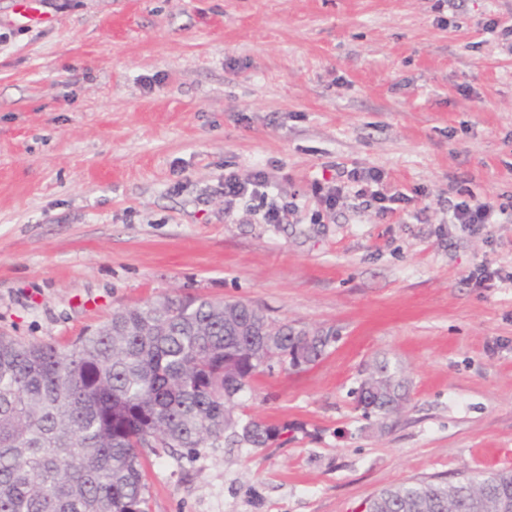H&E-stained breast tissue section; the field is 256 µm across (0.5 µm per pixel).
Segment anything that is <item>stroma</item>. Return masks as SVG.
I'll use <instances>...</instances> for the list:
<instances>
[{
	"mask_svg": "<svg viewBox=\"0 0 512 512\" xmlns=\"http://www.w3.org/2000/svg\"><path fill=\"white\" fill-rule=\"evenodd\" d=\"M0 0V334L67 346L165 296L244 301L330 331L233 416L283 446L149 456L150 512H366L388 487L512 470V0ZM381 170L405 209L312 182ZM262 169L287 223L225 214ZM500 278L471 280L481 261ZM388 360L389 418L355 391ZM339 182L325 186L316 179L312 184L313 195L325 206L326 210L334 211L341 198H343L345 190L348 189V185H345L346 182ZM451 217L449 223L460 224L463 231L469 234H480L490 224H501V216L505 214L500 206L489 201L469 202L459 201L450 206ZM376 367L378 377L374 378V383L381 392L382 399L373 401L374 407L371 411L387 418L406 398L407 386L405 381L396 375V371L391 368L389 361L382 360Z\"/></svg>",
	"mask_w": 512,
	"mask_h": 512,
	"instance_id": "stroma-1",
	"label": "stroma"
}]
</instances>
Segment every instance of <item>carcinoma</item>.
Segmentation results:
<instances>
[{
	"mask_svg": "<svg viewBox=\"0 0 512 512\" xmlns=\"http://www.w3.org/2000/svg\"><path fill=\"white\" fill-rule=\"evenodd\" d=\"M199 297L125 308L69 346L0 336V512H150L145 454L223 441L268 447L285 428L231 422L225 399L250 388L271 360L322 359L337 341L286 323L265 351L264 314ZM231 359L239 378L224 380ZM374 379L386 418L406 398L389 361ZM367 512H512V472L446 484L415 482L382 490Z\"/></svg>",
	"mask_w": 512,
	"mask_h": 512,
	"instance_id": "carcinoma-1",
	"label": "carcinoma"
}]
</instances>
